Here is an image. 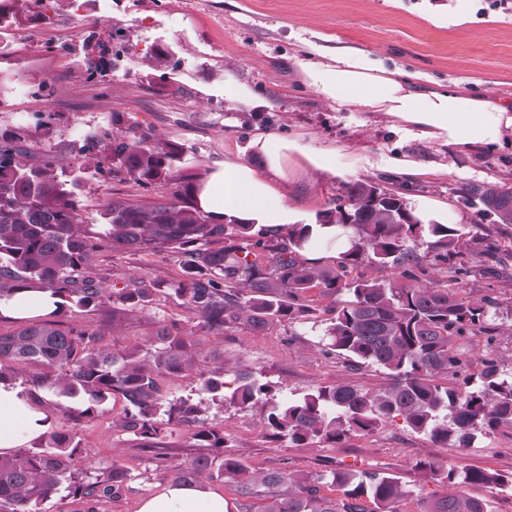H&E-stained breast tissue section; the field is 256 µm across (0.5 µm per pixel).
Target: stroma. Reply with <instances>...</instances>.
<instances>
[{"instance_id": "1", "label": "stroma", "mask_w": 512, "mask_h": 512, "mask_svg": "<svg viewBox=\"0 0 512 512\" xmlns=\"http://www.w3.org/2000/svg\"><path fill=\"white\" fill-rule=\"evenodd\" d=\"M451 0H46L33 14L26 0H10L0 41V128L12 129L18 114L34 157L51 153L54 166L78 177L75 197L84 230L102 231V211L114 200L162 201L159 188H143L111 164L95 167L80 156L81 134L126 128L136 123L163 139L182 144L181 173L204 175L225 150L245 149L254 127L271 128L283 136L302 137L308 148H337L359 155L377 148H405L435 158L434 146L401 144L390 120L382 115L348 113L319 97L305 83L292 56L304 41L330 47H356L380 58L389 71L403 78L429 74L441 87L459 81L472 95L512 103V0H475L469 24L438 25L432 18L447 15ZM125 35L132 47L129 62H113L108 49L112 33ZM101 72L88 78L89 63ZM246 83L263 104L244 111L224 99V80ZM47 83L48 91L20 94L19 82ZM51 119L37 126L35 113ZM467 173L434 178L413 185V195L443 200L448 211L437 223L460 230L461 251L471 267L466 281H455L447 266L428 267L426 275L464 300L493 299L498 330L459 342L460 353L477 359L490 356L512 370V263L500 267L496 256L512 252V224L495 223L481 206L459 196L467 186L512 184V139L463 159ZM346 182L329 175L311 181L290 176L288 192L301 205L297 223L313 222L316 214L334 207ZM94 276L110 288L128 280L168 281L178 277V257L170 251L127 253L103 246L94 259ZM312 311L301 323H277L262 331L244 327L223 335L199 337L195 371L160 380L164 400H190L198 412L195 423L169 426L160 444L143 447L141 440L115 428L123 404L110 401L97 416L76 421L72 400L55 396L39 382L43 369L24 368L18 384L34 406L45 411L49 430L78 441L74 456L78 471L120 464L126 479L119 493L100 504L99 512H138L141 500L170 482L172 471L199 456L192 434L196 427L224 433L246 464L262 469L286 468L305 473L325 469H354L388 473L412 487L416 495L402 502L414 512L416 496L434 497L443 486L414 470L419 460L452 461L474 469L512 473V431L478 438L463 454L442 447L427 434L412 430L402 418L380 430L353 437L332 447L307 448L267 436L260 408L242 409L202 388V376L229 366L254 373L272 386L276 400L285 402L320 386L348 382L365 391L386 383L383 369L346 367L327 353L323 330L326 298L308 294ZM69 324L100 327L103 343L115 351L144 344L159 323L173 320L196 331L198 318L181 300L156 294L147 309L125 314L113 324L108 312L66 313Z\"/></svg>"}]
</instances>
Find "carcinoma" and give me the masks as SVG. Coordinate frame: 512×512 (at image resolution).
Segmentation results:
<instances>
[{
	"mask_svg": "<svg viewBox=\"0 0 512 512\" xmlns=\"http://www.w3.org/2000/svg\"><path fill=\"white\" fill-rule=\"evenodd\" d=\"M79 152L96 156L99 165L115 164L140 186H171L163 202L108 203L102 236L120 251L175 252L179 277L102 287L92 276L97 237L81 228L79 207L68 189L76 179L59 178L49 160L31 162L26 131L0 129V297L35 282L58 298L54 316L110 305L116 317L146 308L166 290L191 306L200 332L222 335L229 326L263 330L281 320L301 321L310 312L308 292L318 288L332 299L324 332L328 348L353 367L386 370L382 389L367 392L338 383L281 403L268 384L242 369L235 370L230 385L205 379L206 389L223 392V399L243 408L263 404L269 435L298 446L370 435L398 416L413 430L457 449L471 447L479 435L512 430V372L484 358L472 374L471 360L456 347L459 340L492 332L486 306L465 302L436 284L349 279L362 265L402 267L414 277L422 270L423 255L435 266L449 265L457 281L471 273L458 260L459 229L424 223L405 193L372 181L347 186L335 207L318 213V223L336 224L346 235L343 249L325 264L303 256L313 242L309 224H290L282 235L233 217L217 224L199 212L192 201V176L176 175L184 153L178 143L132 125L115 134L91 133ZM462 198L481 204L497 223L512 224L511 188L469 186ZM239 240L249 244L241 246ZM196 346L193 333L174 322L158 327L144 348L111 352L96 329L39 321L0 335V381L14 380L15 371L26 365L59 371L61 378L46 376L42 384L55 395L82 397L77 416L89 417L107 400L121 399L120 428L152 441L161 437L163 424L186 422L196 412L187 400L163 407L158 386L163 374L194 369ZM448 376L462 378L463 387L441 385ZM161 414L166 421L158 420ZM194 439L219 454L194 458L173 479L222 482L230 476L242 495L263 498L260 512H402L400 503L412 495L398 479L376 472H254L226 450L218 432L200 428ZM76 448L68 436L51 433L39 448L0 456V512H40L38 505L61 491V499L97 512L95 504L118 493L125 475L114 465L75 472ZM416 469L446 487L440 496L419 499L416 512H494L490 500L462 488L512 490V474L496 470L432 461H420ZM327 485L339 494L324 495Z\"/></svg>",
	"mask_w": 512,
	"mask_h": 512,
	"instance_id": "carcinoma-1",
	"label": "carcinoma"
}]
</instances>
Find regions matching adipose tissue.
Here are the masks:
<instances>
[{
	"instance_id": "adipose-tissue-1",
	"label": "adipose tissue",
	"mask_w": 512,
	"mask_h": 512,
	"mask_svg": "<svg viewBox=\"0 0 512 512\" xmlns=\"http://www.w3.org/2000/svg\"><path fill=\"white\" fill-rule=\"evenodd\" d=\"M305 81L318 95L348 112H379L395 121L405 141L442 147V161L416 160L399 151L369 152L346 163L339 150L307 149L295 138L256 129L248 140L253 154L225 153L192 188L196 208L215 221L233 215L249 223L287 232L295 211L288 199V174L341 178L358 171L390 172L414 183L426 177L461 174L458 159L501 144L512 134V111L499 102L478 98L461 85L432 88L429 75L415 81L395 78L370 52L353 47L329 48L305 42L294 57ZM55 300L41 289L0 298V315L32 318L52 312ZM48 423L11 381L0 382V454L38 439ZM222 493L202 482H170L142 500L138 512H228Z\"/></svg>"
}]
</instances>
